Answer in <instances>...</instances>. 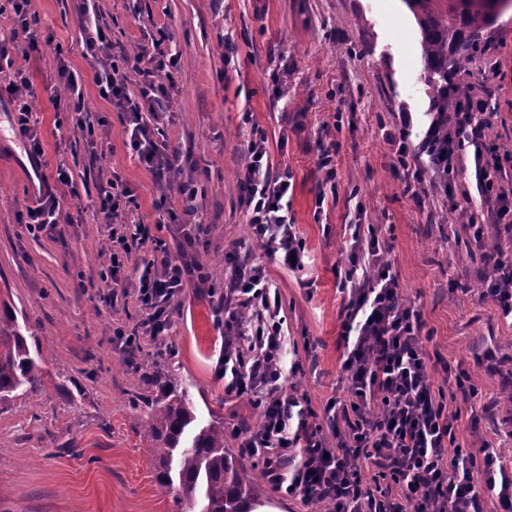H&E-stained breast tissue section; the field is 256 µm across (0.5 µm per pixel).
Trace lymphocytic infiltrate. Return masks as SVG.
<instances>
[{
  "label": "lymphocytic infiltrate",
  "mask_w": 512,
  "mask_h": 512,
  "mask_svg": "<svg viewBox=\"0 0 512 512\" xmlns=\"http://www.w3.org/2000/svg\"><path fill=\"white\" fill-rule=\"evenodd\" d=\"M7 3L12 29L10 39H0V63L10 69L4 89L14 130L37 164L44 147L32 119L35 91L13 55L19 45L40 52L50 40L32 26L33 0ZM78 22L100 97L119 112L131 151L158 182H165L178 154L163 141L162 129L148 125L143 115L169 111L171 93L163 77L174 67L175 55L165 51L160 38L133 57L111 54L95 0H80ZM58 78L64 91L51 93V101L57 111L70 113L73 127L86 130L81 77L63 67ZM497 117L487 97L471 94L448 115V187L460 192L448 211L477 242L485 235V226L476 220L480 212L499 238L512 241V154L500 151L492 139ZM467 167L474 187L461 190L455 176ZM39 181L45 190L37 205L27 208L24 222L29 231L52 233L58 226L59 190L72 187L73 176L60 166L54 176ZM238 182L253 240L284 268L303 270L308 255L291 214L293 177L274 169L264 135L248 140ZM185 213L187 220L179 227L184 248L176 255L148 225L111 230L116 248L109 255L108 276L113 284L131 288L145 313L141 332L116 329L121 351L140 336L156 340L164 335L169 325L165 304L181 288L209 285L208 271L186 249L209 227L190 222L193 206H186ZM389 250L380 230L365 236L359 224H352L347 263L337 283L343 296L346 394L328 398L324 427L313 424L312 409L283 390L288 330L277 286L260 265H233L222 299L224 390L248 396L262 409L240 446L246 455L261 458L276 490L326 505L329 512H484L488 493L504 512H512V463L491 444H483L476 455L460 440L462 421L478 425L483 407L464 381L456 383L464 404L460 410H450L443 389L435 387L436 366L424 348L422 314L402 301ZM479 284L480 299L512 319V252L498 250ZM366 470L373 473L368 482L362 479Z\"/></svg>",
  "instance_id": "obj_1"
}]
</instances>
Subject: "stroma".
Listing matches in <instances>:
<instances>
[{
	"instance_id": "stroma-1",
	"label": "stroma",
	"mask_w": 512,
	"mask_h": 512,
	"mask_svg": "<svg viewBox=\"0 0 512 512\" xmlns=\"http://www.w3.org/2000/svg\"><path fill=\"white\" fill-rule=\"evenodd\" d=\"M115 49L136 55L149 35L165 31L178 64L165 137L180 160L177 186L160 189L127 141L120 115L98 94L83 58L78 0H35L42 33L52 42L21 59L36 90L34 119L43 134L47 172L69 167L74 186L63 189L61 235L35 236L21 221L38 189L31 163L13 131L10 103L0 98V302L9 304L29 345L43 358V385L18 390L0 404V512H176L173 495L155 479L141 438L146 391L142 373L158 363L181 381L194 405L195 428L224 425V445L237 450L236 430L256 425L260 410L248 397L224 392L219 357L230 252L262 265L282 298L290 341L283 365L288 393L315 413L334 393L341 371L343 298L336 271L344 267L350 200L363 204L364 229L392 228L389 260L406 304L419 308L430 333L425 346L441 359L436 386L467 377L486 412L460 438L478 450L488 442L512 460V322L478 297L462 226L447 223L448 199L426 181L420 199L407 194L386 136L406 133L418 164L430 123L432 90L421 78V36L404 0H97ZM236 52L224 59V35ZM480 39L498 59L489 79L476 59L464 81L490 90L500 114L498 145L512 143V11ZM288 65V101L273 100L270 56ZM82 79L88 137L61 123L49 99L59 64ZM341 120H334V112ZM337 122L336 198L317 205L323 179L311 145L319 126ZM268 140L276 169L294 177L292 211L309 259L291 273L267 257L247 231L237 174L252 131ZM120 174L136 205L126 222L156 224L154 208L167 194L182 211L180 186L194 188L197 217L208 224L196 256L210 274L212 293L186 286L169 302L171 328L163 341L142 337L143 353L129 365L114 329L137 327L144 315L103 279L101 248L110 228L94 210L96 189ZM250 478L265 489V512H317V505L277 492L261 462L243 457Z\"/></svg>"
}]
</instances>
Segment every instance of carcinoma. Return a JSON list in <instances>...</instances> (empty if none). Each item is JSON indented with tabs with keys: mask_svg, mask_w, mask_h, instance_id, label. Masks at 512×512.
<instances>
[{
	"mask_svg": "<svg viewBox=\"0 0 512 512\" xmlns=\"http://www.w3.org/2000/svg\"><path fill=\"white\" fill-rule=\"evenodd\" d=\"M421 34L422 75L436 95L431 104V137L425 153L448 152V113L454 111L459 84L453 80L468 70L483 52L479 34L512 8V0H404ZM42 384L41 359L31 354L27 339L8 306L0 316V402L21 387ZM148 408L141 437L154 462L156 479L175 492L176 504L197 512H252L264 498L263 487L250 479L239 459L224 447V424H211L188 435L196 420L187 391L165 377L160 394L136 395Z\"/></svg>",
	"mask_w": 512,
	"mask_h": 512,
	"instance_id": "obj_1",
	"label": "carcinoma"
}]
</instances>
